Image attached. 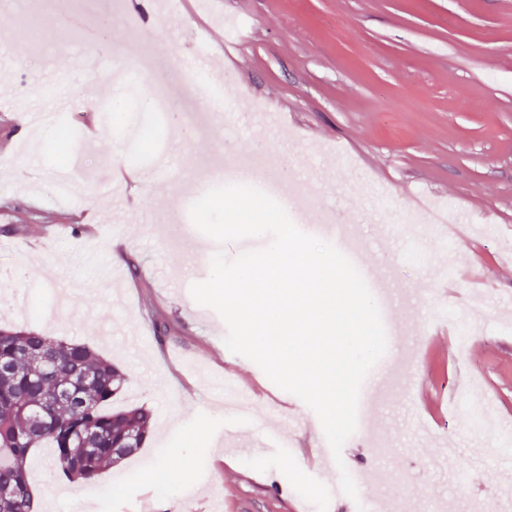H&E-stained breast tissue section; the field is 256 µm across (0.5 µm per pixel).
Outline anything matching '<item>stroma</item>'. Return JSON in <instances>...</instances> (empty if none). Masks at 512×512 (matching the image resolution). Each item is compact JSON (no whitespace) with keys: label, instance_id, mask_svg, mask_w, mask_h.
<instances>
[{"label":"stroma","instance_id":"obj_1","mask_svg":"<svg viewBox=\"0 0 512 512\" xmlns=\"http://www.w3.org/2000/svg\"><path fill=\"white\" fill-rule=\"evenodd\" d=\"M152 2L145 35H126L125 17L113 15L117 52L90 70L63 35L43 57L26 31L47 21L0 0V96L8 98L0 108V327L88 341L126 374L119 404L156 415L144 448L89 484L59 478L51 449L37 450L35 501L44 512H379L387 503L397 512H475L481 497L512 512L500 490L512 453L443 402L466 375L512 430V306L504 304L512 297V0H221L219 21L184 9L162 21L164 4ZM155 30L167 52L187 51L198 30L209 54L233 38L245 43L223 78L182 74L197 111L228 115L222 138L180 140L171 113L137 114L181 170L178 180L148 170L149 146L112 128L86 144L85 120L102 115L115 64L136 72L129 94L151 95L163 68L148 39ZM50 62L57 76L48 90L39 76ZM59 98L76 111L28 132L27 113L51 112ZM59 126L80 173L66 203L51 194L62 159L49 153L47 133ZM342 155L360 166L361 182L337 174ZM236 158L296 178L315 215L355 220L366 262L401 294L408 336L423 339L446 310L453 324L479 327L469 351L450 339L403 363V383L421 377L431 389L422 420L413 392L389 388L368 431L345 442L347 471L368 478L360 500L327 498L312 479L307 427L289 431L292 448L274 457L219 437L223 399L182 365L194 360L215 379L232 373L253 388V414L267 424L293 411L294 394L230 352L220 315L190 301L191 285L210 275L201 260L207 236L186 238L167 222L195 200L189 176ZM438 204L448 208L462 271L444 299L429 222ZM383 223L407 225L423 262L406 258L409 241L379 240ZM160 473L169 478L162 491Z\"/></svg>","mask_w":512,"mask_h":512}]
</instances>
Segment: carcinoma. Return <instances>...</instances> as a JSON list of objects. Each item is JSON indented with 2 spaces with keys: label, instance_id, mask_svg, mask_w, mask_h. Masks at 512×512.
<instances>
[{
  "label": "carcinoma",
  "instance_id": "1",
  "mask_svg": "<svg viewBox=\"0 0 512 512\" xmlns=\"http://www.w3.org/2000/svg\"><path fill=\"white\" fill-rule=\"evenodd\" d=\"M0 512H33L28 464L35 449H54L68 481L99 472L142 448L154 414L107 409L126 377L90 343L0 327Z\"/></svg>",
  "mask_w": 512,
  "mask_h": 512
}]
</instances>
